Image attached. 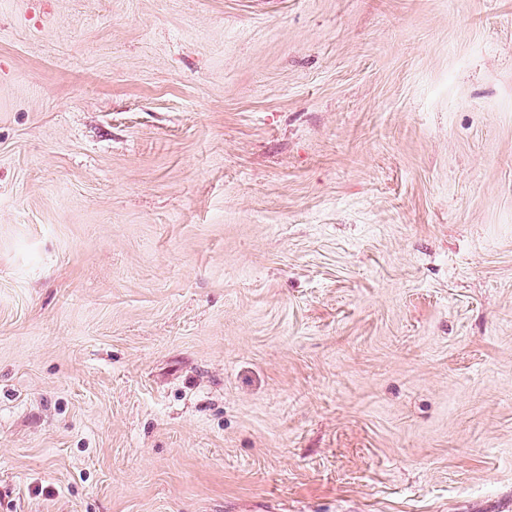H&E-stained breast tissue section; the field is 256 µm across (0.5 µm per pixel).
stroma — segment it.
<instances>
[{
	"mask_svg": "<svg viewBox=\"0 0 512 512\" xmlns=\"http://www.w3.org/2000/svg\"><path fill=\"white\" fill-rule=\"evenodd\" d=\"M0 512H512V0H0Z\"/></svg>",
	"mask_w": 512,
	"mask_h": 512,
	"instance_id": "obj_1",
	"label": "stroma"
}]
</instances>
